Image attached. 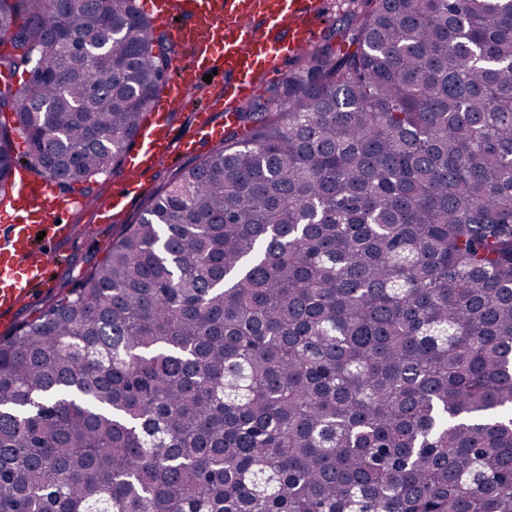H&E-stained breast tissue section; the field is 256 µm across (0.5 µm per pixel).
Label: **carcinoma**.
<instances>
[{
	"instance_id": "obj_1",
	"label": "carcinoma",
	"mask_w": 512,
	"mask_h": 512,
	"mask_svg": "<svg viewBox=\"0 0 512 512\" xmlns=\"http://www.w3.org/2000/svg\"><path fill=\"white\" fill-rule=\"evenodd\" d=\"M1 34V200L16 135L60 187L119 163L175 53L138 0ZM344 42L0 336V512H512V0Z\"/></svg>"
}]
</instances>
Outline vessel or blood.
I'll list each match as a JSON object with an SVG mask.
<instances>
[{
	"mask_svg": "<svg viewBox=\"0 0 512 512\" xmlns=\"http://www.w3.org/2000/svg\"><path fill=\"white\" fill-rule=\"evenodd\" d=\"M319 0H152L154 17L170 27L179 53L173 63L174 81L162 95L128 155L129 174L108 201L94 208L104 221L123 215L132 195L143 192L144 176L171 152L169 114L199 104L203 114L194 143L219 141L223 126L208 114L225 100L248 97L258 77L269 68L283 67L288 58L306 50L315 35ZM232 77L222 97H213L205 75ZM15 192L0 205V317L44 287L57 254L39 244L37 235L67 236L72 210L85 204L80 195L55 191L52 182L32 178L17 167Z\"/></svg>",
	"mask_w": 512,
	"mask_h": 512,
	"instance_id": "vessel-or-blood-1",
	"label": "vessel or blood"
}]
</instances>
